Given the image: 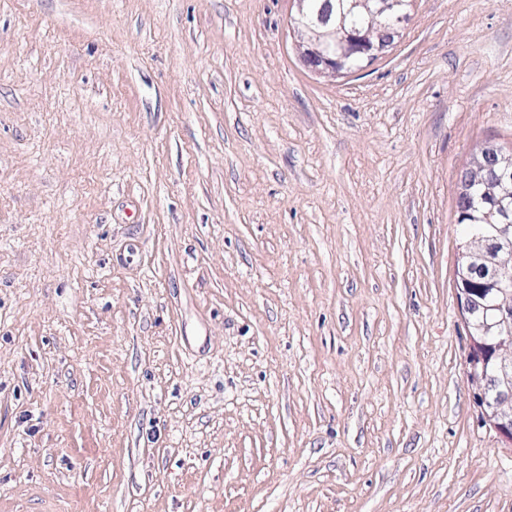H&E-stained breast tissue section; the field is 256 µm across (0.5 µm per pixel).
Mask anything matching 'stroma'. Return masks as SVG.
<instances>
[{"label":"stroma","mask_w":512,"mask_h":512,"mask_svg":"<svg viewBox=\"0 0 512 512\" xmlns=\"http://www.w3.org/2000/svg\"><path fill=\"white\" fill-rule=\"evenodd\" d=\"M293 0H0V512H512L456 201L512 0L329 78Z\"/></svg>","instance_id":"obj_1"}]
</instances>
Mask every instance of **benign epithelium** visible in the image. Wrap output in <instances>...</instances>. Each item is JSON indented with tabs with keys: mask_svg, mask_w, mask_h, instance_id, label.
Returning <instances> with one entry per match:
<instances>
[{
	"mask_svg": "<svg viewBox=\"0 0 512 512\" xmlns=\"http://www.w3.org/2000/svg\"><path fill=\"white\" fill-rule=\"evenodd\" d=\"M298 48L305 64L331 76L349 72L358 62L376 58L409 20L412 0H328L325 10L313 0H293ZM362 19L359 27L346 17ZM481 190V219L492 231L462 246L457 288L463 318L470 327L472 373L484 382L487 415L512 441V148L486 147L473 157L458 198L459 217L476 219L470 200ZM486 316L474 320L477 313Z\"/></svg>",
	"mask_w": 512,
	"mask_h": 512,
	"instance_id": "obj_1",
	"label": "benign epithelium"
}]
</instances>
